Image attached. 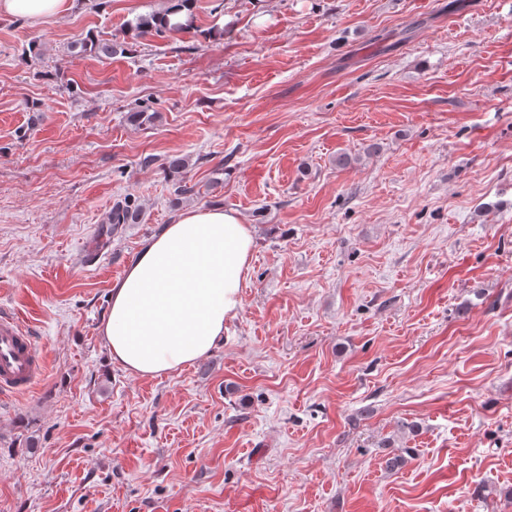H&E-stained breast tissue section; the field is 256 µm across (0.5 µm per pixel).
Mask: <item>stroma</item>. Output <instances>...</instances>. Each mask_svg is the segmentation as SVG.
Wrapping results in <instances>:
<instances>
[{
	"mask_svg": "<svg viewBox=\"0 0 512 512\" xmlns=\"http://www.w3.org/2000/svg\"><path fill=\"white\" fill-rule=\"evenodd\" d=\"M158 4L0 17V309L45 360L0 397V512H512V0H195L131 39ZM213 205L255 229L223 340L112 365V285ZM163 1L162 8L157 13V16L173 20L162 24L156 21L155 14L140 16L136 19L135 23V30L139 36L146 37L149 35L164 36L177 34L191 27L193 19L182 20L191 13L193 7L191 2H183L181 0ZM173 176L177 177L175 189L180 195H192L195 192V184H191V179L187 176L186 161L179 156H170L160 165ZM141 219V208L131 197H124L112 206L106 227H102L97 235V247H105L112 235L123 224H138Z\"/></svg>",
	"mask_w": 512,
	"mask_h": 512,
	"instance_id": "obj_1",
	"label": "stroma"
}]
</instances>
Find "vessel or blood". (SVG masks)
I'll list each match as a JSON object with an SVG mask.
<instances>
[{"mask_svg": "<svg viewBox=\"0 0 512 512\" xmlns=\"http://www.w3.org/2000/svg\"><path fill=\"white\" fill-rule=\"evenodd\" d=\"M43 358L37 353L31 327L18 316L0 315V393L28 392L42 376Z\"/></svg>", "mask_w": 512, "mask_h": 512, "instance_id": "obj_1", "label": "vessel or blood"}]
</instances>
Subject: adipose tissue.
<instances>
[{
  "label": "adipose tissue",
  "mask_w": 512,
  "mask_h": 512,
  "mask_svg": "<svg viewBox=\"0 0 512 512\" xmlns=\"http://www.w3.org/2000/svg\"><path fill=\"white\" fill-rule=\"evenodd\" d=\"M73 6L74 0H0V15L40 23ZM253 251V229L235 211L181 212L144 242L112 287L100 333L113 364L155 377L207 355L242 306Z\"/></svg>",
  "instance_id": "1"
}]
</instances>
